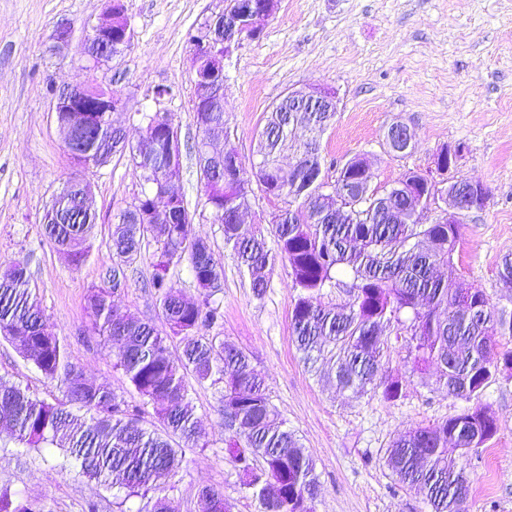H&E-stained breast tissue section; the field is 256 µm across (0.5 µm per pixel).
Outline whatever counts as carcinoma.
Returning <instances> with one entry per match:
<instances>
[{
	"label": "carcinoma",
	"instance_id": "cac0c4a2",
	"mask_svg": "<svg viewBox=\"0 0 512 512\" xmlns=\"http://www.w3.org/2000/svg\"><path fill=\"white\" fill-rule=\"evenodd\" d=\"M335 113L270 112L259 134L258 157L251 172L228 170L223 180L202 184L211 208L223 213L219 221L224 245L230 247L251 277L255 296L268 288L276 259L287 263L298 290L292 328L304 359L315 362L325 349L334 352L337 389L365 395L376 391L389 339L378 331L384 325L410 337L405 359L427 382L426 367L438 368L435 382L448 395L474 405L433 426L418 427L394 437L386 450V465L403 487L423 493L430 512H465L470 482L463 460L497 432V421L480 404L485 390L497 380L500 367L512 370V350H502L496 336L512 333V314L492 306L479 290L462 282L434 278L433 270L453 260L460 239L458 224H415L405 198L393 191L366 199L372 174L351 161L340 168L335 182L325 179L316 134ZM62 121L75 127L78 138L129 147L133 163L145 171V181L167 175L170 118L159 116L144 127L141 139L154 137L153 153L141 145L128 146L124 132L107 125L91 131L76 127V114ZM313 134L300 145L299 163L290 171L277 163L288 140L290 121ZM272 187L296 204L297 215L283 216L265 230L254 224H235L234 212L247 208L253 187ZM78 186L69 179L47 209L45 233L74 267L89 256V239L96 216L77 200ZM360 201L355 209L336 216L343 202ZM187 209L183 196L167 213L154 210L151 198L130 203L112 225L115 266L112 285L90 289L88 309L94 329L111 348L135 391L153 406L165 434L141 425L140 409L131 408L112 390L86 382L72 364L65 344L44 325V313L32 294L28 262L17 260L0 271V336L9 340L25 360L62 389L66 404H49L12 384L0 382V418L9 421L14 444L22 448H57L65 465L78 475L125 493L150 496L145 512H170L163 479L182 467L177 437L198 445L200 436L192 404V375L202 385L218 376L224 383V445L246 476L245 485L259 502L260 512H308L320 491L316 464L295 433L280 419L264 379L249 357L225 343L203 335L202 328L221 319L213 297L222 289L223 269L209 244L180 223ZM273 236L276 248L268 245ZM153 268L149 286L169 327L163 334L149 320L112 314V294L126 285L125 268L145 258ZM188 261L202 298H184L169 277L170 266ZM326 288H344L348 301L327 306ZM177 337L181 354L172 355L168 340ZM219 491L204 487L198 493V512H211ZM0 512H44L14 503L0 491Z\"/></svg>",
	"mask_w": 512,
	"mask_h": 512
}]
</instances>
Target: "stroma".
Masks as SVG:
<instances>
[{"mask_svg": "<svg viewBox=\"0 0 512 512\" xmlns=\"http://www.w3.org/2000/svg\"><path fill=\"white\" fill-rule=\"evenodd\" d=\"M134 32L130 50L106 70L88 71L81 43L103 17L104 0H0V269L28 258L29 286L41 301L48 329L64 341L70 361L90 384L110 388L140 407L149 428L160 421L143 405L112 351L94 332L87 309L90 288L107 283L112 225L146 187L128 154L117 153L85 172L97 222L91 254L77 268L45 235L42 216L73 175L52 108L53 88L94 78L111 84L127 103L113 121L137 143L143 114L168 113L178 130L182 173L173 184L194 217V233L206 239L224 270L216 295L223 317L207 336L249 355L272 403L316 461L320 493L315 512H428L420 493L398 485L385 465L393 436L437 424L463 412L467 401L421 385L399 345H391L381 377L401 378L405 395L343 393L324 362L305 363L292 335L298 292L290 269L277 262L263 297L224 247L200 188L192 112L193 46L206 20L226 0H124ZM70 25L73 41L59 47L57 26ZM322 86L334 91L338 112L320 138L325 177L335 180L355 155L370 164L372 185L393 186L406 173L435 168L442 147L463 145L451 174L487 186L480 209L463 212L453 264L440 268L482 291L495 308L512 312V288L499 270L512 257V0H280L260 35L241 41L224 61V111L230 144L250 165L259 131L273 102L289 89ZM408 125L414 148L389 152L385 134ZM127 282L112 299L117 315L160 323L158 302L147 283L149 260L126 270ZM0 380L29 389L55 404L62 391L14 346L0 337ZM220 387L196 386L193 404L202 446L184 447L185 463L170 480L173 512H197L205 486L221 491L231 512H258L244 477L224 451ZM498 432L466 466V512H512V371L499 375L482 397ZM0 427V488L45 512H141L144 499L119 501L112 487L65 472L56 448L9 444Z\"/></svg>", "mask_w": 512, "mask_h": 512, "instance_id": "1", "label": "stroma"}]
</instances>
